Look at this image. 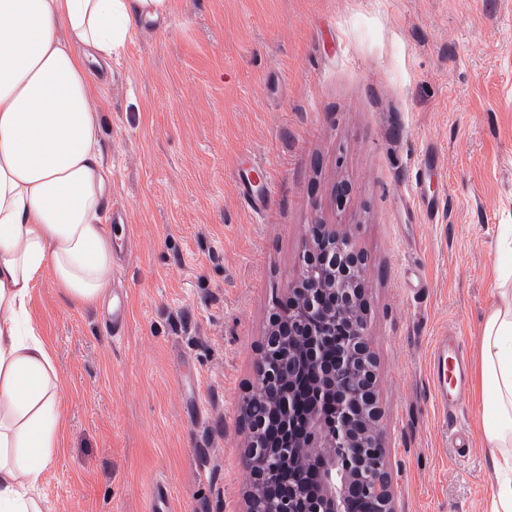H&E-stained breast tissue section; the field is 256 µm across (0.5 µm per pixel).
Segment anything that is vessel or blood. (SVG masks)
Here are the masks:
<instances>
[{
	"label": "vessel or blood",
	"instance_id": "vessel-or-blood-1",
	"mask_svg": "<svg viewBox=\"0 0 512 512\" xmlns=\"http://www.w3.org/2000/svg\"><path fill=\"white\" fill-rule=\"evenodd\" d=\"M128 310L123 293L112 292V334L123 336ZM429 380L438 404L447 411L449 419H456L467 388L465 352L459 337H435L430 354Z\"/></svg>",
	"mask_w": 512,
	"mask_h": 512
}]
</instances>
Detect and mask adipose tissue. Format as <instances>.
<instances>
[{
    "label": "adipose tissue",
    "mask_w": 512,
    "mask_h": 512,
    "mask_svg": "<svg viewBox=\"0 0 512 512\" xmlns=\"http://www.w3.org/2000/svg\"><path fill=\"white\" fill-rule=\"evenodd\" d=\"M169 0H0V512H42L40 473L59 446V376L30 317L51 276L92 307L112 275L103 222L112 170L92 68ZM478 339L481 414L495 481L486 512H512V263Z\"/></svg>",
    "instance_id": "adipose-tissue-1"
}]
</instances>
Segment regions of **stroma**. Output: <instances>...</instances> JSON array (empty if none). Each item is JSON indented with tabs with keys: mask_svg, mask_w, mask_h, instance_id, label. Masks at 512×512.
I'll list each match as a JSON object with an SVG mask.
<instances>
[{
	"mask_svg": "<svg viewBox=\"0 0 512 512\" xmlns=\"http://www.w3.org/2000/svg\"><path fill=\"white\" fill-rule=\"evenodd\" d=\"M110 197L134 227L111 298L30 305L60 379L61 445L43 512H243L240 401L309 224H349L367 257L398 512H484L494 480L466 392L456 423L428 380L435 338L475 357L512 224V0H169L98 80ZM433 159L447 183H417ZM270 175L266 208L239 169ZM352 196L337 207L336 180ZM435 198L427 220L419 196ZM470 439L459 456L454 429ZM116 288L112 291V336L120 338L124 335L128 319V310L123 297V291Z\"/></svg>",
	"mask_w": 512,
	"mask_h": 512,
	"instance_id": "35a3bbf8",
	"label": "stroma"
}]
</instances>
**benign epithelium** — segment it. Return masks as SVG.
Masks as SVG:
<instances>
[{"label": "benign epithelium", "mask_w": 512, "mask_h": 512, "mask_svg": "<svg viewBox=\"0 0 512 512\" xmlns=\"http://www.w3.org/2000/svg\"><path fill=\"white\" fill-rule=\"evenodd\" d=\"M364 252L347 224H313L241 405L249 489L244 512H397L386 461L377 359L370 342ZM264 402L279 429L250 415ZM338 407L326 420L321 405ZM316 467L309 468V461Z\"/></svg>", "instance_id": "obj_1"}]
</instances>
